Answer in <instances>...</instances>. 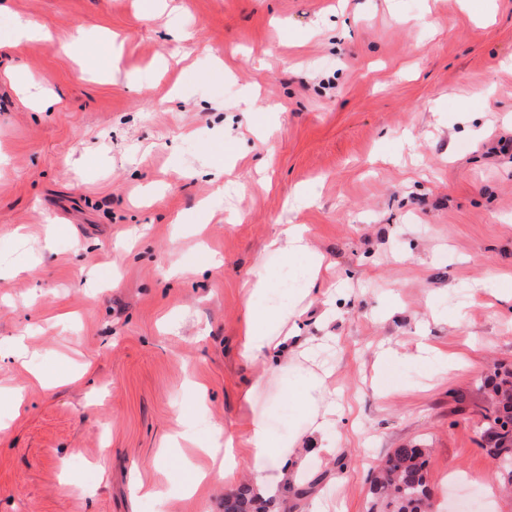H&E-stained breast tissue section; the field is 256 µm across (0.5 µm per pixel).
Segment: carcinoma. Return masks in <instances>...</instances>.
Returning <instances> with one entry per match:
<instances>
[{"label": "carcinoma", "instance_id": "obj_1", "mask_svg": "<svg viewBox=\"0 0 512 512\" xmlns=\"http://www.w3.org/2000/svg\"><path fill=\"white\" fill-rule=\"evenodd\" d=\"M491 390L499 403L484 430L488 452L498 460L497 474L505 487H512V371L497 374ZM304 489L275 490L266 496L253 494L247 484L224 495V512H288V496L298 500ZM425 451L407 445L394 449L384 465L371 475L367 512H428Z\"/></svg>", "mask_w": 512, "mask_h": 512}]
</instances>
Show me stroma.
I'll list each match as a JSON object with an SVG mask.
<instances>
[{"mask_svg": "<svg viewBox=\"0 0 512 512\" xmlns=\"http://www.w3.org/2000/svg\"><path fill=\"white\" fill-rule=\"evenodd\" d=\"M20 18L50 39L16 38ZM511 57L512 0H0V349L31 352L0 360L26 402L0 401V512H224L222 484L180 495L207 458L160 446L181 420L201 442L247 411L304 425L280 397L304 370L237 354L241 283L280 224L329 265L300 319L333 318L318 512H366L409 444L433 512H512L479 431L487 375L512 368ZM421 336L435 358L373 388L377 351Z\"/></svg>", "mask_w": 512, "mask_h": 512, "instance_id": "35a3bbf8", "label": "stroma"}]
</instances>
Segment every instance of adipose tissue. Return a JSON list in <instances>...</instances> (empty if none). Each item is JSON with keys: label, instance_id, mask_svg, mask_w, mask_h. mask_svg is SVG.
<instances>
[{"label": "adipose tissue", "instance_id": "1", "mask_svg": "<svg viewBox=\"0 0 512 512\" xmlns=\"http://www.w3.org/2000/svg\"><path fill=\"white\" fill-rule=\"evenodd\" d=\"M301 255L307 257L312 269L321 268L323 259L310 251L305 225H280L243 283L238 352L244 360L262 361L273 373L299 368L302 362L314 359L311 339L302 335L297 318L314 290L315 278H308L302 287L288 289L282 279L272 278L269 272L270 260H277L284 271ZM285 393L305 416L306 428L281 439L256 418L248 419L239 433L213 426L212 439L202 449L213 469L201 472L184 489V497L195 496L214 476L228 487L249 477L260 492L273 483H295L303 478L310 455L329 458L336 453V398L324 377L311 375L306 385L286 387Z\"/></svg>", "mask_w": 512, "mask_h": 512}]
</instances>
